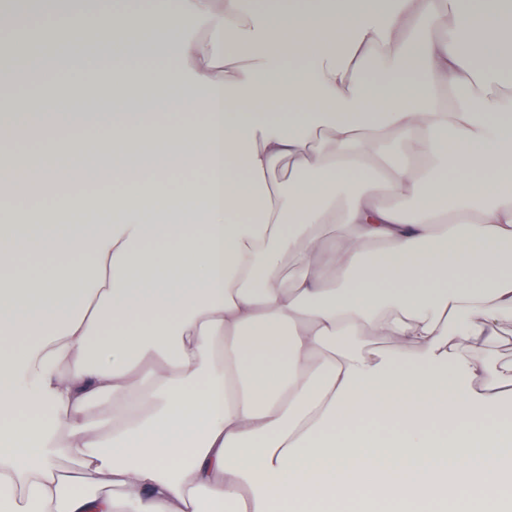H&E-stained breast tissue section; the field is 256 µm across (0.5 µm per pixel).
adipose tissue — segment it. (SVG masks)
I'll use <instances>...</instances> for the list:
<instances>
[{
  "label": "adipose tissue",
  "instance_id": "adipose-tissue-1",
  "mask_svg": "<svg viewBox=\"0 0 512 512\" xmlns=\"http://www.w3.org/2000/svg\"><path fill=\"white\" fill-rule=\"evenodd\" d=\"M155 11L198 28L157 33L179 66L97 68L107 134L66 165L0 166L68 218L0 206V512H500L512 97L482 90L512 63V0ZM145 26L60 18L81 51L41 108L83 106L91 56L120 34L142 48ZM166 101L193 120L146 109ZM187 168L205 177L180 195ZM103 176L118 190L64 189Z\"/></svg>",
  "mask_w": 512,
  "mask_h": 512
}]
</instances>
